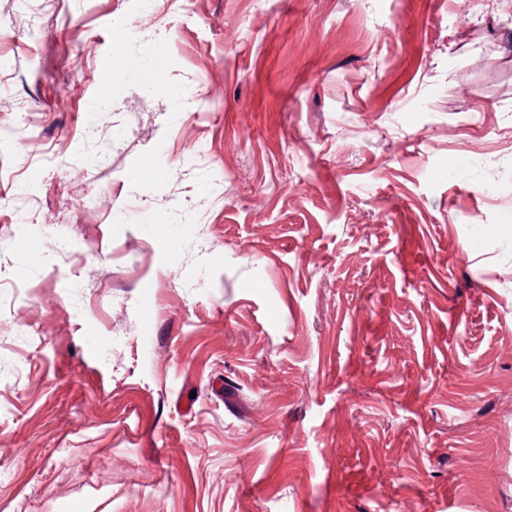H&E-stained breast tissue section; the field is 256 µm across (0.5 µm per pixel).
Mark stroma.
<instances>
[{"label":"stroma","mask_w":512,"mask_h":512,"mask_svg":"<svg viewBox=\"0 0 512 512\" xmlns=\"http://www.w3.org/2000/svg\"><path fill=\"white\" fill-rule=\"evenodd\" d=\"M73 503L512 512V0H0V512Z\"/></svg>","instance_id":"obj_1"}]
</instances>
